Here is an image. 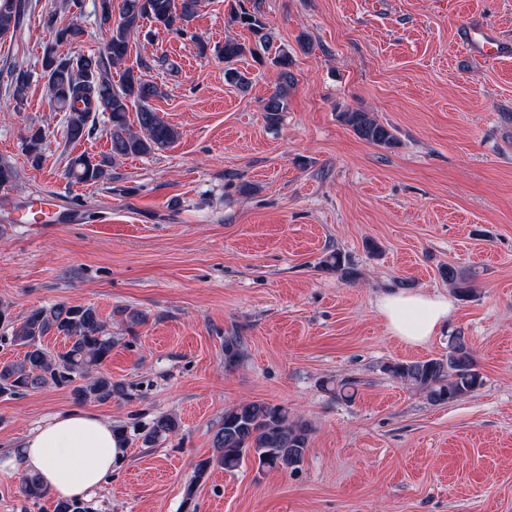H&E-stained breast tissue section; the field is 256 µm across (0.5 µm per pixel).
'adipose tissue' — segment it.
Here are the masks:
<instances>
[{"label":"adipose tissue","mask_w":512,"mask_h":512,"mask_svg":"<svg viewBox=\"0 0 512 512\" xmlns=\"http://www.w3.org/2000/svg\"><path fill=\"white\" fill-rule=\"evenodd\" d=\"M387 330L403 343H427L453 313V303L441 294L392 290L377 299ZM122 459V450L110 422L74 409L40 421L18 447L0 460V470L21 464L39 474L62 499L90 498Z\"/></svg>","instance_id":"ef3b65f1"}]
</instances>
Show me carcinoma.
Returning <instances> with one entry per match:
<instances>
[{"instance_id":"cac0c4a2","label":"carcinoma","mask_w":512,"mask_h":512,"mask_svg":"<svg viewBox=\"0 0 512 512\" xmlns=\"http://www.w3.org/2000/svg\"><path fill=\"white\" fill-rule=\"evenodd\" d=\"M197 7V0H123L119 19L112 21V0H100V21L110 25L106 53L61 57L54 49L42 59L46 91L56 110L66 115V138L77 143L92 134L98 112L107 114L110 152L97 160L86 153L69 159L66 178L76 184H95L107 179L108 167L131 156L149 155L160 151L178 138L177 130L159 117L149 105L157 94L156 86L144 75L127 67L119 83H112L110 68L124 64L130 52V37L144 21L188 34L187 28ZM26 0H0V36L15 30L23 20ZM231 21L248 30L255 42L270 50L272 35L259 7L247 9L244 3L232 9ZM83 30L68 25L54 33L55 44L81 42ZM253 48L233 40L224 41L219 50L224 59V78L227 82L246 88L248 79L236 67ZM271 62L281 69L279 87L262 100L261 109L269 126L279 124L281 113L287 109L288 88L293 84L292 58L280 49ZM135 109L138 129L131 127L128 115ZM340 121L360 139L377 147L391 149L398 144L395 129L368 112L346 109L338 114ZM47 134L44 128L32 126L23 137V149L32 165L40 164ZM318 269L333 272L352 281L358 272L348 266L338 250L326 253ZM456 294L463 298L474 296L473 275L451 265L442 270ZM0 323L12 328L11 341L24 349L21 359L0 363V397H13L48 385L73 386L76 401L104 403L127 395L128 386L114 382L101 367L112 354L114 341L106 322L92 305L69 306L58 303L49 308L37 307L15 321L0 310ZM55 333L68 344V350L53 354L46 350L43 339ZM242 358V344L237 336L224 337V360L233 364ZM386 371L401 383L425 393L433 404L457 401L478 391L484 384L477 362L466 337L458 332L448 338V356L427 360L397 362ZM180 422L173 414L159 416L143 435V443L152 446L178 432ZM311 425L290 415L288 408L265 401H243L224 410V417L213 434V446L218 454L198 461L189 484L188 493L205 477L209 469L219 465L233 471L246 461L260 468L295 471L309 452ZM21 493L28 500H41L50 495L49 489L36 474H24Z\"/></svg>"}]
</instances>
